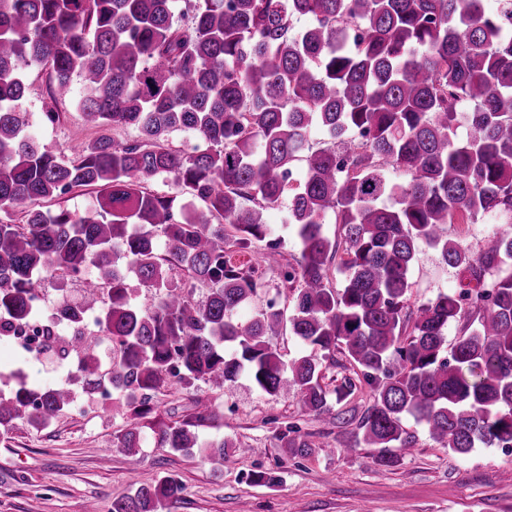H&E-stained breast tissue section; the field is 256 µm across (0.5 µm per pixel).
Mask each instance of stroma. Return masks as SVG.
Wrapping results in <instances>:
<instances>
[{
	"label": "stroma",
	"instance_id": "1",
	"mask_svg": "<svg viewBox=\"0 0 512 512\" xmlns=\"http://www.w3.org/2000/svg\"><path fill=\"white\" fill-rule=\"evenodd\" d=\"M27 83L20 109L42 148L67 158L98 136L75 105L83 91L80 78L72 80L70 99L58 103L61 119L54 124L43 118L49 101L46 71L31 68ZM287 214L284 204L263 212L264 222L285 241V262L265 270L261 298L284 311L292 308L285 263L298 252ZM409 282L405 304L414 310L439 293L456 291L460 276L423 244ZM19 366L35 388L63 383L68 374L53 354L24 358L0 340V372ZM198 393L224 410L219 433L232 446L224 451L223 465L198 450L150 444L127 454L115 446L129 418L126 396L101 401L80 394L71 410L51 423L18 427L0 441V512H85L91 502L98 512H110L113 499L167 473L180 477L183 491L165 512H512V448L478 447L453 455L420 428L413 452L397 466H382L375 461L376 449L345 448L350 430L337 423L335 414L305 413L295 397L265 394L244 374L221 389L203 384L194 391L170 382L153 394L150 421L185 418ZM291 423L309 433L314 446L307 455L287 453L278 439ZM244 445L249 454L241 453ZM257 472L274 473L279 481L272 486L254 482Z\"/></svg>",
	"mask_w": 512,
	"mask_h": 512
}]
</instances>
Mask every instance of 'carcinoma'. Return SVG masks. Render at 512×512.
I'll return each mask as SVG.
<instances>
[{
  "label": "carcinoma",
  "mask_w": 512,
  "mask_h": 512,
  "mask_svg": "<svg viewBox=\"0 0 512 512\" xmlns=\"http://www.w3.org/2000/svg\"><path fill=\"white\" fill-rule=\"evenodd\" d=\"M175 2L0 0V211L23 219L0 221V333L28 323L41 281L60 275L82 282L77 309L97 326L70 315L68 348L47 347L61 360L76 353L70 384L0 393V434L56 419L75 385L93 399L144 397L173 379L222 388L242 373L318 416L330 410L323 362L340 349L370 389L360 416L336 414L354 425L345 447L377 448L376 462L394 466L416 447L411 417L454 454L512 448V235L475 253L444 234L484 216L512 224V5L488 14L483 0H184L191 17L179 25ZM299 16L313 23L295 33ZM34 64L50 68L55 101L81 78L86 124L134 126L138 137L101 135L68 159L42 149L18 111ZM178 131L203 146H174ZM158 176L190 198L183 220L174 199L144 186ZM80 187L97 189L82 213L29 207ZM285 200L299 246L292 314L269 302L239 322L234 312L264 287L261 265L282 253L271 242L250 265L228 254L265 240L263 210ZM421 243L461 282L413 314L404 301ZM121 261L148 303L135 301ZM468 316L475 324L446 345L448 327ZM286 325L323 355L284 366L266 337ZM150 412L145 400L134 408L116 447L139 451L138 419ZM223 425L220 407L198 397L191 415L153 430L155 444L222 457L226 441L200 429ZM281 440L296 454L312 448L293 425ZM181 490L167 473L112 500L111 512H159Z\"/></svg>",
  "instance_id": "obj_1"
}]
</instances>
